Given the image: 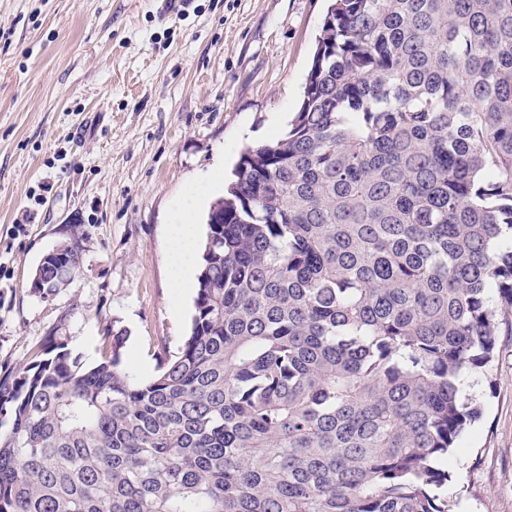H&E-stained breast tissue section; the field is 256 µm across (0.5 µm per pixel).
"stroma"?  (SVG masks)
I'll list each match as a JSON object with an SVG mask.
<instances>
[{
	"label": "stroma",
	"mask_w": 512,
	"mask_h": 512,
	"mask_svg": "<svg viewBox=\"0 0 512 512\" xmlns=\"http://www.w3.org/2000/svg\"><path fill=\"white\" fill-rule=\"evenodd\" d=\"M327 5L193 0L165 15L159 0H0V380L51 339L89 368L112 328L137 380L176 352L196 290L171 286L169 226L209 180L194 215L206 236L241 151L284 136ZM74 237L81 272L41 298L35 269ZM463 376L483 416L448 454V499L512 512V336Z\"/></svg>",
	"instance_id": "stroma-1"
}]
</instances>
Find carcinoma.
<instances>
[{
  "mask_svg": "<svg viewBox=\"0 0 512 512\" xmlns=\"http://www.w3.org/2000/svg\"><path fill=\"white\" fill-rule=\"evenodd\" d=\"M207 224L151 379L118 330L0 381V512H451L461 371L512 334V0H333ZM81 266L43 261L47 291Z\"/></svg>",
  "mask_w": 512,
  "mask_h": 512,
  "instance_id": "cac0c4a2",
  "label": "carcinoma"
}]
</instances>
